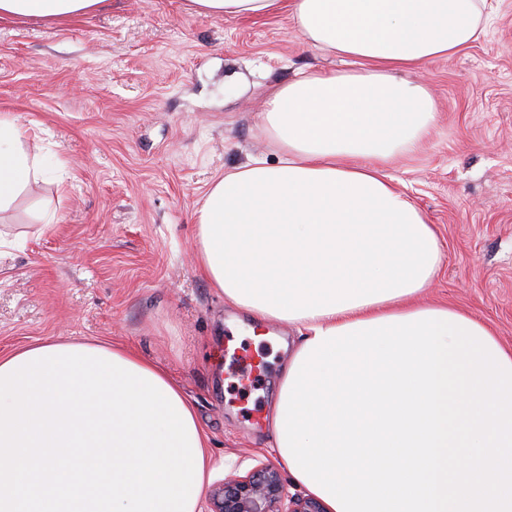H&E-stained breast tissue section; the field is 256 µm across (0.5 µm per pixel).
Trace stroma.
I'll return each mask as SVG.
<instances>
[{
    "label": "stroma",
    "instance_id": "35a3bbf8",
    "mask_svg": "<svg viewBox=\"0 0 512 512\" xmlns=\"http://www.w3.org/2000/svg\"><path fill=\"white\" fill-rule=\"evenodd\" d=\"M478 41L404 78L437 118L386 171L436 228L426 301L512 346V0ZM346 63L287 11L196 14L187 0H108L66 21L0 19V117L49 174L0 212V353L54 338L119 343L179 381L210 436L211 485L278 464L268 408L293 329L254 322L196 272V211L249 158H280L267 96Z\"/></svg>",
    "mask_w": 512,
    "mask_h": 512
}]
</instances>
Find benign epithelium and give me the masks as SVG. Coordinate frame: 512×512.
Here are the masks:
<instances>
[{
    "instance_id": "benign-epithelium-1",
    "label": "benign epithelium",
    "mask_w": 512,
    "mask_h": 512,
    "mask_svg": "<svg viewBox=\"0 0 512 512\" xmlns=\"http://www.w3.org/2000/svg\"><path fill=\"white\" fill-rule=\"evenodd\" d=\"M213 512H326L314 497L289 495L279 470L261 464L224 477L212 492Z\"/></svg>"
}]
</instances>
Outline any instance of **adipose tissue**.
<instances>
[{"label": "adipose tissue", "instance_id": "adipose-tissue-1", "mask_svg": "<svg viewBox=\"0 0 512 512\" xmlns=\"http://www.w3.org/2000/svg\"><path fill=\"white\" fill-rule=\"evenodd\" d=\"M104 0H0L1 18L67 20ZM205 16L287 8L309 45L354 71H309L266 100L277 164L252 159L213 184L197 210L200 274L261 322L318 330L430 310L422 299L443 250L385 165L436 120L421 83L396 70L450 57L483 34L487 0H189ZM16 123L0 119V211L46 172Z\"/></svg>", "mask_w": 512, "mask_h": 512}]
</instances>
